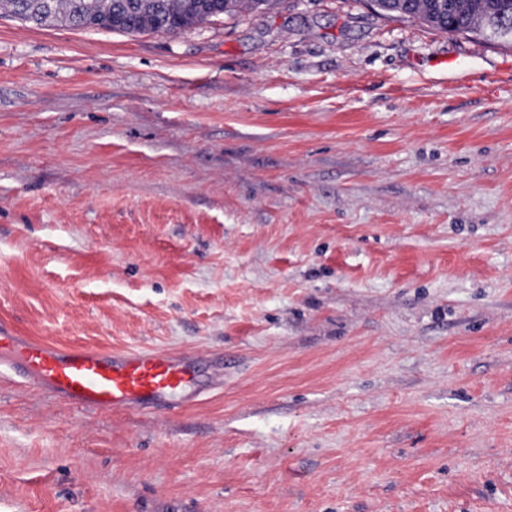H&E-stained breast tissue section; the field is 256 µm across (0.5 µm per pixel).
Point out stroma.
Wrapping results in <instances>:
<instances>
[{
	"mask_svg": "<svg viewBox=\"0 0 512 512\" xmlns=\"http://www.w3.org/2000/svg\"><path fill=\"white\" fill-rule=\"evenodd\" d=\"M0 324L206 359L159 415L0 359V512H512V44L0 16Z\"/></svg>",
	"mask_w": 512,
	"mask_h": 512,
	"instance_id": "35a3bbf8",
	"label": "stroma"
}]
</instances>
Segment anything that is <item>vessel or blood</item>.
<instances>
[{
	"mask_svg": "<svg viewBox=\"0 0 512 512\" xmlns=\"http://www.w3.org/2000/svg\"><path fill=\"white\" fill-rule=\"evenodd\" d=\"M13 353L18 377L86 411L156 412L191 402L196 355L166 351L65 349L20 340L0 327V350Z\"/></svg>",
	"mask_w": 512,
	"mask_h": 512,
	"instance_id": "obj_1",
	"label": "vessel or blood"
}]
</instances>
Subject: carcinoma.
<instances>
[{"instance_id":"1","label":"carcinoma","mask_w":512,"mask_h":512,"mask_svg":"<svg viewBox=\"0 0 512 512\" xmlns=\"http://www.w3.org/2000/svg\"><path fill=\"white\" fill-rule=\"evenodd\" d=\"M0 0V11L30 24H60L123 33L180 32L222 15L253 13L269 0ZM374 9L400 14L442 33L511 42L499 24L512 26V0H377Z\"/></svg>"}]
</instances>
